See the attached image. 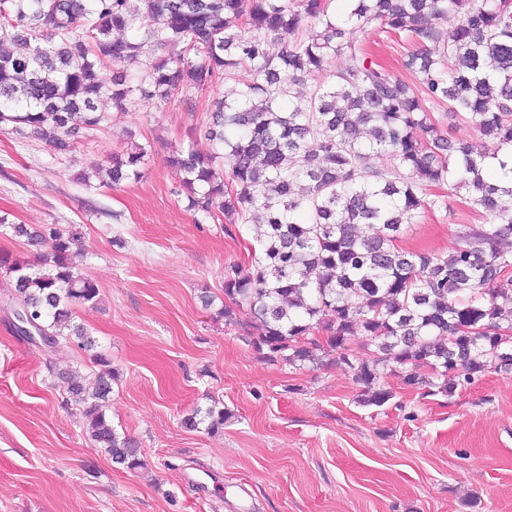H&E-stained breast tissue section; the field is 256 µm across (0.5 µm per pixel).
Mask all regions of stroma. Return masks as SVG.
<instances>
[{"label":"stroma","mask_w":512,"mask_h":512,"mask_svg":"<svg viewBox=\"0 0 512 512\" xmlns=\"http://www.w3.org/2000/svg\"><path fill=\"white\" fill-rule=\"evenodd\" d=\"M370 60L420 91L402 67L413 44L376 27L355 32ZM109 109L75 152L0 130V216L79 233L76 263L100 289L76 321L99 343L117 377L103 410L140 444L145 469L114 465L92 447L80 407L56 386L60 372L90 373L87 352L27 343L10 328L13 301L0 275V512H512V370L488 369L449 397H421L394 375L385 407L358 402L360 386L335 355L296 368L254 350L240 324L203 308L224 296V272L247 266L258 221L225 230L196 221L184 174L164 158L195 145L214 94ZM150 144L140 181L116 187L82 173L131 143ZM460 196L422 213L402 247L448 252L460 226L486 223ZM212 406L222 429L183 428ZM214 472L204 491L186 476Z\"/></svg>","instance_id":"35a3bbf8"}]
</instances>
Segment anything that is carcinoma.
Returning a JSON list of instances; mask_svg holds the SVG:
<instances>
[{"label":"carcinoma","mask_w":512,"mask_h":512,"mask_svg":"<svg viewBox=\"0 0 512 512\" xmlns=\"http://www.w3.org/2000/svg\"><path fill=\"white\" fill-rule=\"evenodd\" d=\"M331 2L0 0V127L68 155L106 121L108 105L188 101L234 80V97L213 98L199 127L214 152L190 147L165 158L184 173L194 214L227 226L254 211L265 217L250 266L224 273L220 314L231 320L247 307L243 330L269 362L300 367L336 353L366 407L394 398L382 382L387 369L425 398L448 397L491 364L512 369V337L502 335L512 331V250L503 248L512 188L482 176L493 158L512 180V0H348L343 17ZM306 24V37L273 51L282 33ZM374 24L419 45L403 66L421 94L348 38ZM338 55L346 64L331 82L291 101L294 86ZM440 103L493 151L449 137L430 115ZM374 155L386 163L370 164ZM148 158L133 144L96 174L104 186L137 182ZM442 185L490 222L463 226L446 254L402 247L420 211L445 203L429 193ZM0 232L35 251L32 262L0 259L14 311L54 350H93L95 338L75 318L100 289L73 261L78 233L5 216ZM358 328L374 347L366 359L350 348ZM92 364L90 383L59 375L65 392L81 405L94 447L124 469H143L137 440L101 410L112 394L111 361L95 353ZM225 419L210 407L182 425L215 432Z\"/></svg>","instance_id":"cac0c4a2"}]
</instances>
